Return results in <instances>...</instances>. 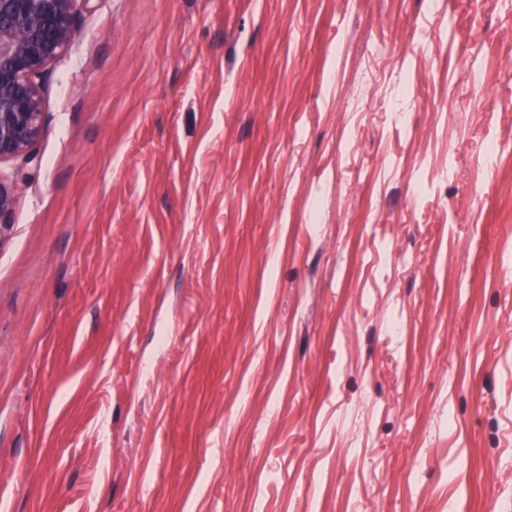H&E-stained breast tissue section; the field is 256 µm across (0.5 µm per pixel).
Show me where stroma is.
<instances>
[{"label": "stroma", "mask_w": 512, "mask_h": 512, "mask_svg": "<svg viewBox=\"0 0 512 512\" xmlns=\"http://www.w3.org/2000/svg\"><path fill=\"white\" fill-rule=\"evenodd\" d=\"M461 8L78 0L0 162V512L512 501V161L480 149L512 142V18ZM385 244L413 264L359 272ZM19 186L0 178V243L14 225Z\"/></svg>", "instance_id": "stroma-1"}]
</instances>
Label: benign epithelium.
Returning <instances> with one entry per match:
<instances>
[{
  "instance_id": "obj_1",
  "label": "benign epithelium",
  "mask_w": 512,
  "mask_h": 512,
  "mask_svg": "<svg viewBox=\"0 0 512 512\" xmlns=\"http://www.w3.org/2000/svg\"><path fill=\"white\" fill-rule=\"evenodd\" d=\"M78 0H0V160L27 153L41 134L36 82L75 38ZM19 186L0 179V241L14 225Z\"/></svg>"
}]
</instances>
